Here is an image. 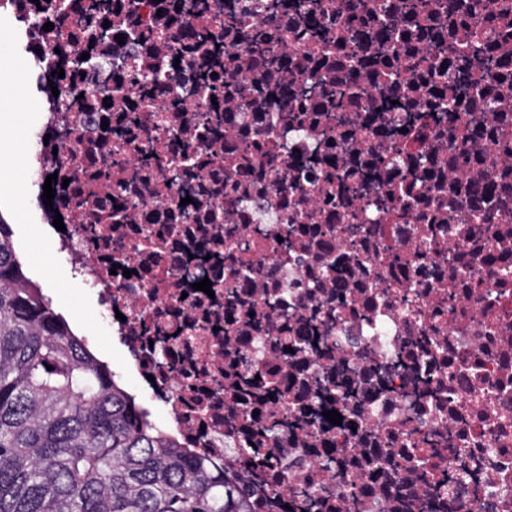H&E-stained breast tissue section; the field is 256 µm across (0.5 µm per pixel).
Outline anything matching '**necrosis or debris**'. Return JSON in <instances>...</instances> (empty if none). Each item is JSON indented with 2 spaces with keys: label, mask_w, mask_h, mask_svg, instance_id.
I'll list each match as a JSON object with an SVG mask.
<instances>
[{
  "label": "necrosis or debris",
  "mask_w": 512,
  "mask_h": 512,
  "mask_svg": "<svg viewBox=\"0 0 512 512\" xmlns=\"http://www.w3.org/2000/svg\"><path fill=\"white\" fill-rule=\"evenodd\" d=\"M268 2L207 0L191 16L181 0H112L109 36L94 44L77 18L47 32L30 23L34 0H11L44 107L31 165L55 196L40 206L41 221L62 216L57 253L94 288L127 369L183 446L260 488L262 512H301L273 489L310 481L333 488L323 512H401L432 478L445 479L449 512H512V277L504 274L512 221L483 218L489 203L512 207V15H500L502 0H478L499 76L452 98L456 63L433 45L463 49L473 39L462 0H431L446 21L434 13L387 26L356 19L353 0H322L342 22L328 34L321 14L296 23L299 0H278L274 11ZM229 11L244 16L243 29L224 30ZM204 30L224 46L213 73L228 86H255L254 97L207 93L194 51ZM257 31L282 56L278 67L255 61ZM351 33L361 42L354 61L343 48ZM61 44L90 57L63 79L52 75L66 61ZM383 44L393 47L385 60ZM415 55L426 59L416 75L406 69ZM146 77L154 96L139 91ZM322 77L341 82L351 100L331 137L322 100L302 92ZM131 110L141 124L124 147L127 164L99 176ZM202 111L220 113L221 128L199 130ZM481 112L486 120L474 123ZM248 139L268 143L277 168L259 156L243 161ZM282 168L303 190L285 187ZM328 170L373 190L343 195L324 183ZM79 193L100 216L87 234ZM351 224L361 227L354 239ZM293 225L292 246L279 248ZM239 239L249 240L248 255L231 251ZM232 278L242 303L230 309ZM205 279L207 293L196 288ZM289 311L315 316L317 336L295 343ZM161 331L178 339L171 372L153 361ZM243 346L254 371L279 367L287 397L253 388L235 361ZM330 410L341 423L327 420ZM272 414L285 421L272 461L248 467L240 450ZM412 438L422 468L372 467L376 452ZM330 449L337 466L319 469Z\"/></svg>",
  "instance_id": "4bbe7bcc"
}]
</instances>
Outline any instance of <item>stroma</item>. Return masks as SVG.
I'll return each mask as SVG.
<instances>
[{
	"instance_id": "stroma-1",
	"label": "stroma",
	"mask_w": 512,
	"mask_h": 512,
	"mask_svg": "<svg viewBox=\"0 0 512 512\" xmlns=\"http://www.w3.org/2000/svg\"><path fill=\"white\" fill-rule=\"evenodd\" d=\"M22 36V25L0 12V66L14 77L13 83H0V215L11 224L16 248L33 279L101 357L121 372L128 389L139 399H147V392L124 370L121 355L108 333L105 311L92 290L85 288L81 278L56 254L51 233L40 222L39 190L29 163L36 150L35 133L42 105L37 93L20 98L14 92L15 85L29 84L32 70Z\"/></svg>"
}]
</instances>
